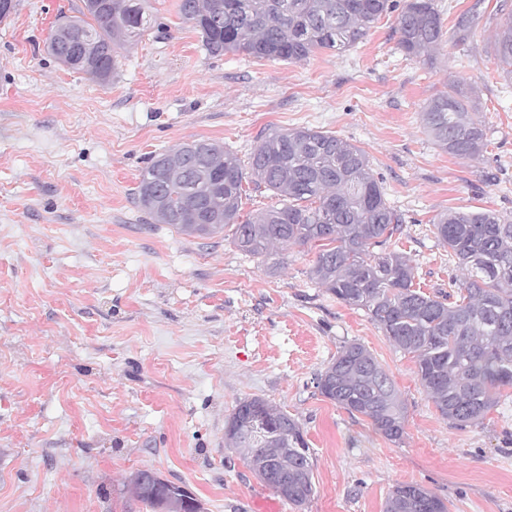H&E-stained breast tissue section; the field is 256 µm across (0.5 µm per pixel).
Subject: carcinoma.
<instances>
[{
    "instance_id": "cac0c4a2",
    "label": "carcinoma",
    "mask_w": 512,
    "mask_h": 512,
    "mask_svg": "<svg viewBox=\"0 0 512 512\" xmlns=\"http://www.w3.org/2000/svg\"><path fill=\"white\" fill-rule=\"evenodd\" d=\"M178 14L199 31L211 56L243 53L258 60L297 63L321 50L356 47L382 16L396 14L397 44L409 58L428 64L444 36L434 0H179ZM148 29L141 0H96L79 16L59 22L47 50L63 65L104 84L117 66V50ZM498 67L512 75V15L492 40ZM474 86L439 93L422 120L436 146L473 159L488 145L486 126L474 119ZM205 150L185 142L151 159L135 196L160 224L199 237L229 227L240 251L265 256L277 244L323 242L310 270L336 299L365 311L400 350L415 358L420 385L439 414L467 427L512 388V222L491 210L448 211L434 234L467 277L456 300L415 286L416 268L384 246L401 232L402 217L384 196L367 153L332 133L311 128L274 131L244 162L224 145ZM256 181L281 204L239 221L244 184ZM319 393L350 414L371 421L386 439L404 434L405 414L393 382L372 353L347 342L318 376ZM256 410L281 438L247 442L237 422ZM224 442L242 448L249 463L263 461L288 479L289 504H306L315 492L313 454L300 423L261 397L239 401L227 419ZM124 489L149 512L164 508L173 492L150 485L149 470L134 472ZM384 512H448L445 502L417 484H399Z\"/></svg>"
}]
</instances>
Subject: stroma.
Returning a JSON list of instances; mask_svg holds the SVG:
<instances>
[{
  "mask_svg": "<svg viewBox=\"0 0 512 512\" xmlns=\"http://www.w3.org/2000/svg\"><path fill=\"white\" fill-rule=\"evenodd\" d=\"M15 2L0 24V512H144L121 493L140 469L206 512H255L266 488L224 446L227 417L252 396L295 418L313 453L315 495L284 512H383L407 483L450 512H512L511 388L457 427L414 358L312 279L317 246L253 257L230 233L183 234L133 199L149 161L180 143L212 140L244 159L275 130L329 131L368 154L403 218L390 247L422 291L451 292L462 271L433 219L487 209L512 221V79L487 51L512 0H435L445 37L430 65L399 51L390 14L343 53L213 57L176 0H147L151 27L118 50L104 85L47 51L82 0ZM476 3L483 16L459 38ZM457 80L478 88L488 146L476 160L441 151L421 119ZM353 340L394 382L401 442L316 388Z\"/></svg>",
  "mask_w": 512,
  "mask_h": 512,
  "instance_id": "35a3bbf8",
  "label": "stroma"
}]
</instances>
